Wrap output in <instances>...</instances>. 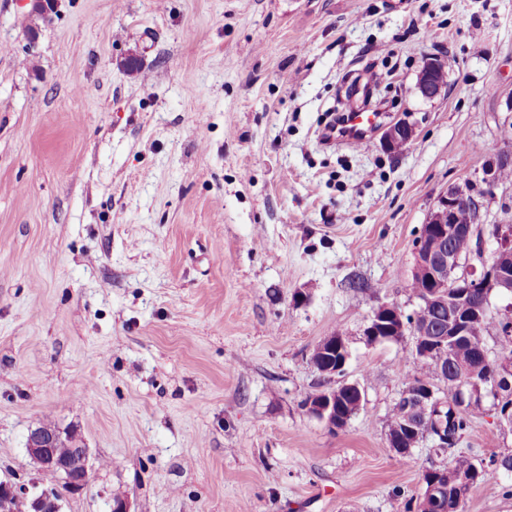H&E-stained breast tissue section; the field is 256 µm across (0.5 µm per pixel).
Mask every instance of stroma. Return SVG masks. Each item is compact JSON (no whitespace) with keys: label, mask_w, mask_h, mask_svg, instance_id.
I'll return each mask as SVG.
<instances>
[{"label":"stroma","mask_w":512,"mask_h":512,"mask_svg":"<svg viewBox=\"0 0 512 512\" xmlns=\"http://www.w3.org/2000/svg\"><path fill=\"white\" fill-rule=\"evenodd\" d=\"M369 69L383 124L417 127L396 156L321 139ZM510 128L512 0H0V481L47 487L25 444L48 417L91 450L63 512H405L447 459L390 447L413 339L367 344L364 320L416 309L422 225ZM510 223L504 181L484 249ZM338 329L365 401L333 431L301 401ZM470 419L460 452L512 451L490 402ZM465 512H512V473ZM443 63L435 55H426L417 74L416 88L424 99H434L440 95L446 84L443 81H437L435 74L438 70H443Z\"/></svg>","instance_id":"stroma-1"}]
</instances>
